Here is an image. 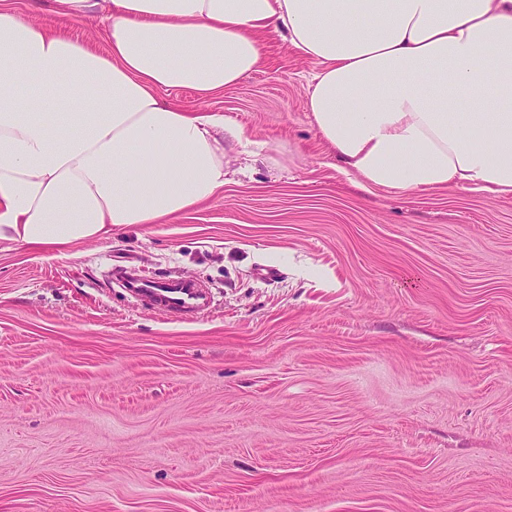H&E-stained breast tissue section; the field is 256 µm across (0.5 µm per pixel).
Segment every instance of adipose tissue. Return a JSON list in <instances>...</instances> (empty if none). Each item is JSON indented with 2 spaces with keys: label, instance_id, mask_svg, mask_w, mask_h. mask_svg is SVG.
<instances>
[{
  "label": "adipose tissue",
  "instance_id": "ef3b65f1",
  "mask_svg": "<svg viewBox=\"0 0 512 512\" xmlns=\"http://www.w3.org/2000/svg\"><path fill=\"white\" fill-rule=\"evenodd\" d=\"M100 52L0 5V241L93 242L224 186L223 114L199 98L258 71L263 38L319 66L316 130L362 188L512 198V0H48Z\"/></svg>",
  "mask_w": 512,
  "mask_h": 512
}]
</instances>
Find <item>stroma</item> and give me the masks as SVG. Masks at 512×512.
<instances>
[{"mask_svg": "<svg viewBox=\"0 0 512 512\" xmlns=\"http://www.w3.org/2000/svg\"><path fill=\"white\" fill-rule=\"evenodd\" d=\"M207 99L224 188L92 244L0 242V512H512V199L361 188L278 37ZM204 281L181 321L112 282Z\"/></svg>", "mask_w": 512, "mask_h": 512, "instance_id": "1", "label": "stroma"}]
</instances>
